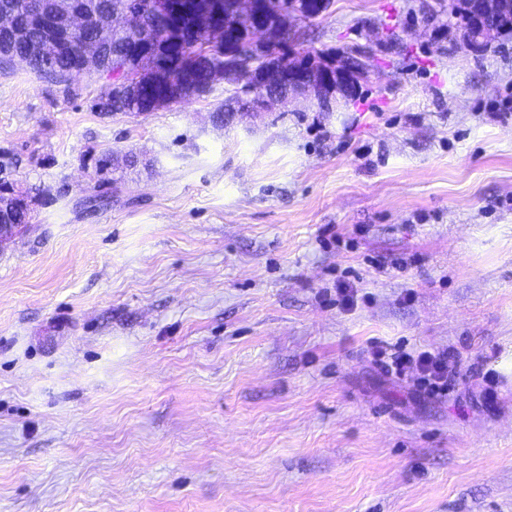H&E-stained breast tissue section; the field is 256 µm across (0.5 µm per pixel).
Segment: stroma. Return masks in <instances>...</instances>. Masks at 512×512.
I'll list each match as a JSON object with an SVG mask.
<instances>
[{
	"mask_svg": "<svg viewBox=\"0 0 512 512\" xmlns=\"http://www.w3.org/2000/svg\"><path fill=\"white\" fill-rule=\"evenodd\" d=\"M456 24L331 0L295 28L372 44L349 107L225 126L221 81L135 116L0 68L36 200L0 248V512H512V37ZM375 342L448 353L447 394Z\"/></svg>",
	"mask_w": 512,
	"mask_h": 512,
	"instance_id": "1",
	"label": "stroma"
}]
</instances>
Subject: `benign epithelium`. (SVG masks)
<instances>
[{"label": "benign epithelium", "instance_id": "benign-epithelium-1", "mask_svg": "<svg viewBox=\"0 0 512 512\" xmlns=\"http://www.w3.org/2000/svg\"><path fill=\"white\" fill-rule=\"evenodd\" d=\"M465 8L467 27L459 31L458 40L471 54L482 53L486 45L497 35L498 29L490 25L492 19L512 16V0H461ZM322 0H300L291 7L281 0H150L147 14L152 27L161 32L168 44L180 43L184 37L180 17L193 19L194 29L211 27L215 18L225 13L246 18V25L237 26L241 42L248 43L268 53V61L261 71L257 84L268 89L258 104L249 101L244 111L268 112L274 107H287L302 99L317 106L321 112H333L347 104L363 77L365 70L351 67L345 58L331 59L322 56L301 57L296 51L283 52L278 40V29L284 15L296 14L317 17L321 13ZM95 22L98 37L93 42L80 45V57L73 59L72 73L90 77L99 74L98 59L105 54L110 38L134 27L133 14L104 15L90 19L81 0H29L23 22L41 31L56 51L69 53V45L76 35ZM137 50L124 57L116 68L120 70L114 82L127 87L134 85L131 75L135 72L159 76L169 68L167 58L155 49V41L138 34ZM16 209L31 216V199L28 193L11 184L0 197V245L12 240L20 225L2 220L4 212Z\"/></svg>", "mask_w": 512, "mask_h": 512}]
</instances>
